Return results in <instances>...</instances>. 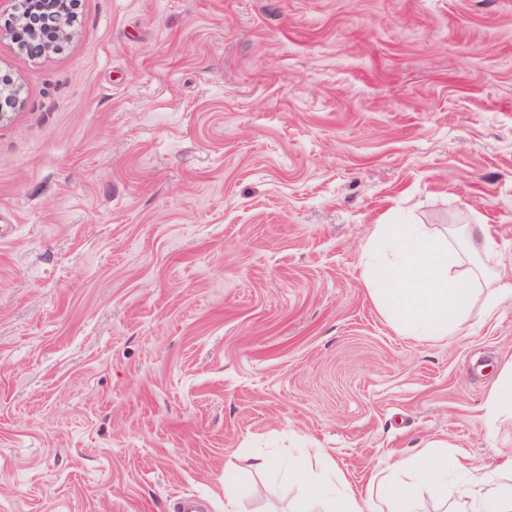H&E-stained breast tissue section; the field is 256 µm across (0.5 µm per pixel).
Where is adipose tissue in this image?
Segmentation results:
<instances>
[{
    "mask_svg": "<svg viewBox=\"0 0 512 512\" xmlns=\"http://www.w3.org/2000/svg\"><path fill=\"white\" fill-rule=\"evenodd\" d=\"M504 262L483 224L452 228L444 237L416 224H378L363 249L362 276L399 333L442 338L466 333L475 289H486L487 309L512 303V283L494 275ZM286 467L303 489L290 512H369L367 499L325 465L322 449H300ZM452 469L463 477L453 500ZM424 491L441 512H512V483L483 479L464 454L444 448L417 449L395 476L379 483L377 497L387 512H420Z\"/></svg>",
    "mask_w": 512,
    "mask_h": 512,
    "instance_id": "ef3b65f1",
    "label": "adipose tissue"
}]
</instances>
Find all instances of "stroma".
Wrapping results in <instances>:
<instances>
[{
	"label": "stroma",
	"instance_id": "obj_1",
	"mask_svg": "<svg viewBox=\"0 0 512 512\" xmlns=\"http://www.w3.org/2000/svg\"><path fill=\"white\" fill-rule=\"evenodd\" d=\"M0 124V512H287L311 442L363 496L414 449L512 459V306L399 334L378 224L512 252V0H80ZM244 488L236 474L230 470L224 472V510L226 512H238L235 510L241 499Z\"/></svg>",
	"mask_w": 512,
	"mask_h": 512
}]
</instances>
